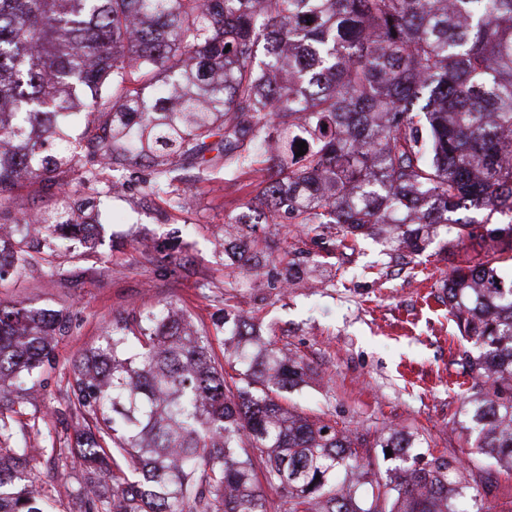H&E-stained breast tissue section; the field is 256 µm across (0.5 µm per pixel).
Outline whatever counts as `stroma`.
Segmentation results:
<instances>
[{"label":"stroma","instance_id":"1","mask_svg":"<svg viewBox=\"0 0 512 512\" xmlns=\"http://www.w3.org/2000/svg\"><path fill=\"white\" fill-rule=\"evenodd\" d=\"M260 180L257 172L229 181L189 171L181 184L193 201L188 213L158 198L143 203L141 185L131 183L105 202L91 268L74 266L64 287L43 270L0 288V298L61 310L70 319L52 365L17 382L25 395L15 416L16 440L34 444L45 434L54 444L27 461L32 484L52 512H79L76 490L85 477L83 469L65 464L78 426L64 400L73 363L98 346L116 314L166 303L196 324L210 323L232 305L262 341L312 364V378L283 402L334 420L358 438L367 473L358 480L351 471H338L337 488L354 483L362 498H371L375 482L396 465L380 442L398 430L417 436V452L460 461L467 479L477 482V489L457 496L459 512H475L480 504L512 512V475L477 453L473 436L460 428L472 383L462 354L472 345L458 334L441 300L449 261L494 262L511 279L512 253L476 236L455 245L448 258L439 238L419 263L402 265L379 238L343 244L294 224H261L257 233L272 257H282L289 246L301 250L312 284L255 288L225 267L224 229L230 218H246ZM227 279L232 287H224Z\"/></svg>","mask_w":512,"mask_h":512}]
</instances>
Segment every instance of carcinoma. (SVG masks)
Here are the masks:
<instances>
[{
  "label": "carcinoma",
  "mask_w": 512,
  "mask_h": 512,
  "mask_svg": "<svg viewBox=\"0 0 512 512\" xmlns=\"http://www.w3.org/2000/svg\"><path fill=\"white\" fill-rule=\"evenodd\" d=\"M142 160L144 195L181 212L185 169L256 168L266 224L386 233L412 261L439 235L473 237L487 210L509 220L486 235L512 248V0H0V226L26 223L5 206L20 182L54 198L44 237L0 236V281L40 268L65 284L58 257L85 256L91 199ZM236 234L229 267L245 269L257 254ZM443 298L479 350L461 428L512 470V280L458 263ZM243 326L224 305L226 377L182 310L112 319L67 391L86 422L71 464L112 463V498L82 487L80 512H266L262 479L289 512H457L460 463L404 465L415 440L395 430L381 448L401 464L371 500L333 489L362 468L354 441L279 402L313 368L252 352ZM67 329L60 310L0 299V512H46L22 474L30 448L4 447L17 410L2 401Z\"/></svg>",
  "instance_id": "obj_1"
}]
</instances>
